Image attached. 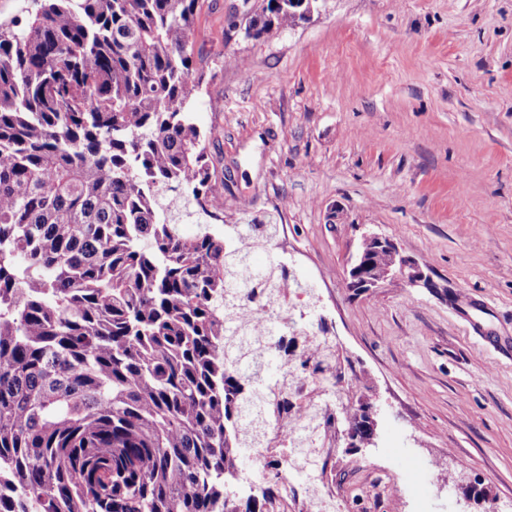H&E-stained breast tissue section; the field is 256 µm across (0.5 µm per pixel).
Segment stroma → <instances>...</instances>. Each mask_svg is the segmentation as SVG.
Returning a JSON list of instances; mask_svg holds the SVG:
<instances>
[{"instance_id":"35a3bbf8","label":"stroma","mask_w":512,"mask_h":512,"mask_svg":"<svg viewBox=\"0 0 512 512\" xmlns=\"http://www.w3.org/2000/svg\"><path fill=\"white\" fill-rule=\"evenodd\" d=\"M258 0H199L194 112L226 221L272 216L307 314L374 406L336 448L327 512H512V0H319L253 38ZM437 291L347 286L361 237Z\"/></svg>"}]
</instances>
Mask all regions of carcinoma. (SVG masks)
<instances>
[{"label":"carcinoma","instance_id":"carcinoma-1","mask_svg":"<svg viewBox=\"0 0 512 512\" xmlns=\"http://www.w3.org/2000/svg\"><path fill=\"white\" fill-rule=\"evenodd\" d=\"M198 4L42 0L0 23V512H266L280 460L244 498V456L288 448L313 483L308 449L363 425L335 338L271 308L305 288L279 225L224 222ZM302 21L261 0L245 30Z\"/></svg>","mask_w":512,"mask_h":512}]
</instances>
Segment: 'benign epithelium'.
<instances>
[{
    "label": "benign epithelium",
    "mask_w": 512,
    "mask_h": 512,
    "mask_svg": "<svg viewBox=\"0 0 512 512\" xmlns=\"http://www.w3.org/2000/svg\"><path fill=\"white\" fill-rule=\"evenodd\" d=\"M396 278L412 287H435L418 263L404 254L391 240L374 234L365 235L348 270V287L372 291Z\"/></svg>",
    "instance_id": "benign-epithelium-1"
}]
</instances>
